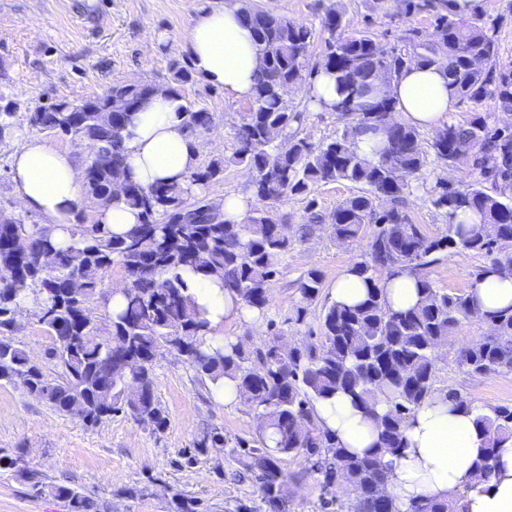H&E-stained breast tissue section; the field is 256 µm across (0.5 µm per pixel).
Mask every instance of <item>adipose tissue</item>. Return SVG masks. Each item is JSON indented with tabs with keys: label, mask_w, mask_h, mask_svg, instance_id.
I'll use <instances>...</instances> for the list:
<instances>
[{
	"label": "adipose tissue",
	"mask_w": 512,
	"mask_h": 512,
	"mask_svg": "<svg viewBox=\"0 0 512 512\" xmlns=\"http://www.w3.org/2000/svg\"><path fill=\"white\" fill-rule=\"evenodd\" d=\"M182 49L206 83L231 98H251L261 54L239 0H214L202 7ZM386 93L401 120L419 129L442 127L457 110L448 75L437 67L410 66ZM179 105L178 99L156 92L123 132L127 172L141 186L184 182L198 165V148L183 130ZM11 180L18 201L52 226L55 241L68 242L66 229L74 220L82 185V169L75 155L38 137L25 139L13 152ZM182 277L213 329L236 320L260 322V314L244 308L220 278L191 271ZM380 286L392 310L407 309L419 299V277L414 272L397 271L383 277ZM469 293L481 312L510 308L512 278L487 270ZM315 414L320 425L335 433L350 452L378 454L387 466V490L399 503L420 497L443 501L457 494L460 512H512V440L497 450L490 477L481 479L477 465L485 440L474 413L455 409L440 398L425 402L413 411L404 446L394 454L377 449L375 421L344 394L317 402Z\"/></svg>",
	"instance_id": "1"
}]
</instances>
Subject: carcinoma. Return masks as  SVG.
Wrapping results in <instances>:
<instances>
[{"label": "carcinoma", "mask_w": 512, "mask_h": 512, "mask_svg": "<svg viewBox=\"0 0 512 512\" xmlns=\"http://www.w3.org/2000/svg\"><path fill=\"white\" fill-rule=\"evenodd\" d=\"M396 2L408 15H430L431 29L408 28L401 36L403 47L389 50L370 32L343 34L342 0H329L324 7L321 28L329 38L314 72L334 76L341 88L344 98L333 111L344 130L318 145L303 135L306 108L288 103L308 63L313 30L249 0L242 11L261 47L262 65L248 111L235 128V149L229 157L196 167L185 185L158 182L145 189L129 181L122 136L131 113L161 89L181 100L188 137L211 127L213 115L181 93L194 72L178 59L169 60L165 83H116L104 96L78 104L61 101L32 113L31 125L71 133L84 147V188L96 205L122 198L140 211L141 220L126 234L115 235L104 224L84 223L77 212L66 228L70 243L65 246L39 224L16 219L0 224V278H5L0 282V385L19 387L64 415L79 407L86 426L121 414L157 434L166 429L167 416L154 369L159 357L173 353L200 378L232 383L255 413L256 444L239 440L237 447L243 449V470L259 484L269 512H293L291 502L278 497L287 482L283 455L303 458L307 470L320 478L322 512H459L458 496L420 499L400 510L387 492L380 461L348 452L314 413L317 401L345 393L377 421L380 447L394 452L415 408L442 394L455 408L478 412L486 438L480 470L486 478L497 448L512 439V405L480 408L458 389L438 387L435 352L461 322L489 321L493 329L458 349L453 362L471 376L512 375V310L486 316L470 294L441 292L427 273L439 254L454 249L482 254L492 269L512 277V255L497 250L512 242V127L477 113L466 124L439 129L425 148L416 128L393 119V105L380 89V80L389 83L413 64L442 66L456 96L473 103L491 98L498 109L512 112V62L499 59L495 25L460 15L454 0ZM369 130L385 137L376 163L353 148L355 137ZM430 156L445 167L464 166L470 174L455 186L436 178L433 204L445 211L448 225L446 234L435 237L408 214L410 178ZM228 164L252 173L245 193L263 205L250 210L243 224H229L209 208L211 189L220 184ZM339 181L360 191L330 216L334 239L349 242L374 226L367 259L354 263L368 284L366 298L354 305L320 303L323 275L310 269L300 281L296 321H303L311 306L321 308L317 329H308L306 341L285 342L278 351L232 337L211 343L205 310L187 292L181 273L217 276L245 307L264 312L281 259L295 241L287 225L275 222L265 208ZM467 211L493 228L492 239L480 227L454 223L458 213ZM116 263L125 269L128 289L120 308L99 320L88 311ZM401 269L419 275L420 297L414 307L392 311L378 282ZM24 303L55 341L54 378L14 339L16 313ZM224 447V433L211 428L182 451L180 465L190 467ZM338 481L353 492L345 506L326 497ZM53 492L70 512H94L93 500L74 487L58 485Z\"/></svg>", "instance_id": "cac0c4a2"}]
</instances>
